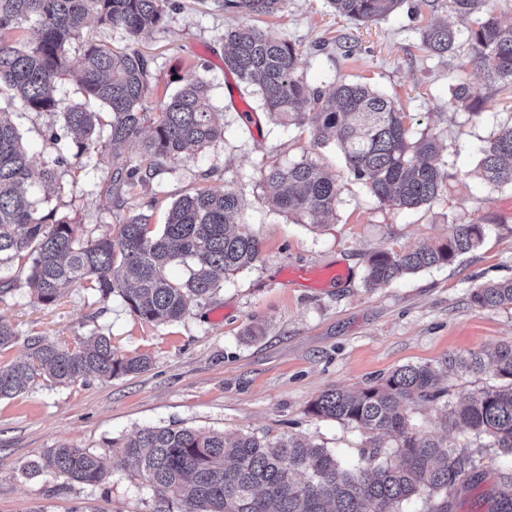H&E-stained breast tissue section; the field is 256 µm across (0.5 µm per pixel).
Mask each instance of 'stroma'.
Returning a JSON list of instances; mask_svg holds the SVG:
<instances>
[{
	"instance_id": "obj_1",
	"label": "stroma",
	"mask_w": 512,
	"mask_h": 512,
	"mask_svg": "<svg viewBox=\"0 0 512 512\" xmlns=\"http://www.w3.org/2000/svg\"><path fill=\"white\" fill-rule=\"evenodd\" d=\"M430 19L467 27L450 0L398 24L362 25L336 15L326 0H288L284 12L262 22L264 30L299 45L308 86L328 89L332 77L369 85L395 98L415 129L437 136L447 187L430 205L402 210L381 204L348 178L334 145L314 147L308 133L270 120L255 89L225 71L224 33L245 16L224 12L213 0H168L163 30L138 44L150 59L148 106L158 109L183 84L204 81L223 140L168 163L120 204L100 191L111 166L71 155L58 169L64 192L38 189L33 199L40 213L55 212L94 239L117 234L121 219L140 204L154 202L153 221L161 224L186 192L234 188L244 196V218L262 242L261 254L168 324L139 320L119 295L102 302L82 286L40 303L17 263H0V320L21 338L39 335L73 347L103 333L119 354L151 361L140 373L37 383L0 400V512H156L151 490L137 476L116 473L89 486L23 472L57 444L102 453L148 426L254 433L270 441L296 434L357 461L367 432L308 411L323 391L375 386L404 365H434L451 354L489 352L512 341V307L485 309L470 299L481 284L512 279V187L486 186L470 175L476 146L512 119V87L484 86L466 54L441 59L428 53L420 29ZM460 82L486 97L487 116L451 106L450 89ZM0 109L11 113L32 153H51L49 136L61 128V113L30 112L5 98ZM305 157L337 173L341 186L335 215L319 228L312 218L272 208L260 177L263 165ZM470 222L488 227L479 248L451 265L366 286L374 251L439 242L454 225ZM336 265L350 271L340 285L286 288L279 281L288 267Z\"/></svg>"
}]
</instances>
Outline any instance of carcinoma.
<instances>
[{"label":"carcinoma","instance_id":"cac0c4a2","mask_svg":"<svg viewBox=\"0 0 512 512\" xmlns=\"http://www.w3.org/2000/svg\"><path fill=\"white\" fill-rule=\"evenodd\" d=\"M406 0H329L336 14L356 22L395 18ZM288 0H219L226 12L249 17L275 16ZM167 0H0V91L11 92L31 112L63 114L64 128L78 137L80 153L95 154L113 167L103 193L121 198L122 190L147 184L152 172L178 158L203 151L224 137L214 121L207 85L190 83L147 111L150 62L141 52L97 43L84 23L120 27L136 41L164 29ZM459 18L470 21L466 37L445 24L421 29V41L443 58L468 47L470 62L488 87L512 85V24H502L489 0H452ZM35 21L38 38L15 32ZM83 44L71 53V45ZM301 51L285 39L255 26L224 33V67L256 88L262 109L284 127H308L315 145L333 143L349 176L379 202L401 209L430 204L445 188V174L434 163L437 137L416 131L408 115L387 95L368 85L335 82L330 93L310 88L300 74ZM78 76L83 99L65 107L56 85ZM450 102L475 117L486 98L470 85L451 88ZM141 143L146 166L119 162L120 148ZM57 154L41 160L22 143L17 127L0 111V262L27 271L26 285L44 304L65 289L87 285L106 302L120 295L130 313L146 322L183 318L193 303L211 296L226 278L256 262L262 242L243 217L240 191L199 187L170 207L163 227L145 211L122 221L117 239H84L78 225L55 214L39 213L32 201L34 182L65 185L57 167L68 144L54 134ZM471 175L491 186H512V121L478 148ZM269 200L278 211L329 216L336 211V175L311 159L267 164L260 170ZM486 225L456 224L443 242L409 251L379 250L368 260L365 280L388 285L416 271L440 268L478 248ZM183 265V279L169 270ZM480 308L512 305V280L473 289ZM25 357L0 366V399H9L39 380L66 385L94 376L110 380L149 367L144 355L120 357L112 338L92 334L69 347L42 336L24 338ZM490 374L493 384L469 390L458 401H442L441 376ZM436 403L440 426H461L463 443L421 434L411 425L412 406ZM308 412L318 418L353 424L369 432L368 450L350 465L327 449L293 435L274 442L251 433L228 437L173 426L145 427L108 448L104 455L68 444L46 449L25 465L34 477L53 473L66 481L96 485L112 472L134 473L151 487L159 512H406L420 502L421 512H453V500L481 476L475 463L480 448L512 456V341L482 353L450 355L438 365H406L379 387L360 391L327 389ZM488 512H512V473L500 476L489 495Z\"/></svg>","mask_w":512,"mask_h":512}]
</instances>
